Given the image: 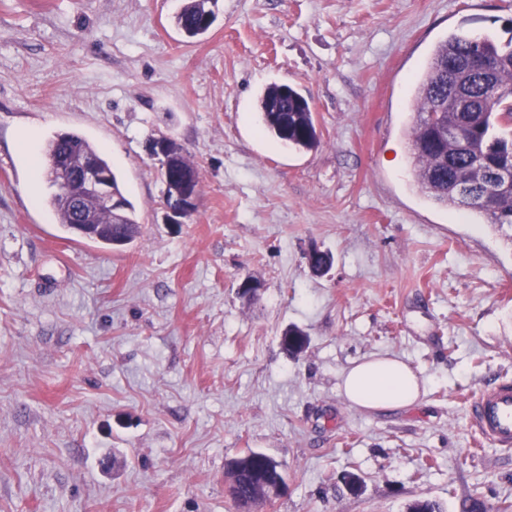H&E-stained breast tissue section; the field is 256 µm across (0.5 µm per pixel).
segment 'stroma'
Segmentation results:
<instances>
[{"label":"stroma","instance_id":"35a3bbf8","mask_svg":"<svg viewBox=\"0 0 512 512\" xmlns=\"http://www.w3.org/2000/svg\"><path fill=\"white\" fill-rule=\"evenodd\" d=\"M183 4L0 0V512H234L225 464L249 449L287 481L257 512L512 505V451L466 409L512 379V228L431 203L409 151L434 45L511 40L512 0H212L190 41ZM271 83L309 99L318 147L262 132ZM65 132L107 156L132 243L58 223L29 156ZM161 136L200 174L180 224L146 150ZM386 354L418 403L351 405L344 370Z\"/></svg>","mask_w":512,"mask_h":512}]
</instances>
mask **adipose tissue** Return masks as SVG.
Instances as JSON below:
<instances>
[{
  "instance_id": "obj_1",
  "label": "adipose tissue",
  "mask_w": 512,
  "mask_h": 512,
  "mask_svg": "<svg viewBox=\"0 0 512 512\" xmlns=\"http://www.w3.org/2000/svg\"><path fill=\"white\" fill-rule=\"evenodd\" d=\"M342 391L351 404L365 410L407 408L420 398L413 370L394 356L372 357L347 368Z\"/></svg>"
}]
</instances>
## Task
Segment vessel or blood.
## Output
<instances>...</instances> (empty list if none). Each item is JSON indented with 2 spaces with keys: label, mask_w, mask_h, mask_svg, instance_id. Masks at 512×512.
<instances>
[{
  "label": "vessel or blood",
  "mask_w": 512,
  "mask_h": 512,
  "mask_svg": "<svg viewBox=\"0 0 512 512\" xmlns=\"http://www.w3.org/2000/svg\"><path fill=\"white\" fill-rule=\"evenodd\" d=\"M471 426L480 441L512 449V380H501L467 402Z\"/></svg>",
  "instance_id": "obj_1"
}]
</instances>
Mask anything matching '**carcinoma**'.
<instances>
[{
    "instance_id": "cac0c4a2",
    "label": "carcinoma",
    "mask_w": 512,
    "mask_h": 512,
    "mask_svg": "<svg viewBox=\"0 0 512 512\" xmlns=\"http://www.w3.org/2000/svg\"><path fill=\"white\" fill-rule=\"evenodd\" d=\"M209 0H186L175 18L177 28L188 39L204 34ZM453 84L469 95L471 107L463 112L448 94ZM494 101L490 112L482 110ZM417 120L410 132L413 176L420 189L435 204L466 206L487 224L512 227V192L486 193L494 171L512 170V40L501 46L489 38L465 39L451 34L439 41L412 86ZM259 119L267 134L298 150H312L320 144L313 112L307 97L286 84L265 87L258 100ZM468 125L469 143H440L437 126ZM47 162L67 161L87 155L111 172L112 188L122 194L116 173L105 154L86 139L62 133L45 148ZM119 223L106 212L97 213L98 223L79 224L71 204L54 193L49 205L58 222L71 231L103 246H124L140 232L134 207L123 199ZM308 343L303 331L290 327L281 336L289 354L300 353ZM282 464L271 456L249 449L226 464L227 492L235 508L269 500L270 488L284 481Z\"/></svg>"
}]
</instances>
